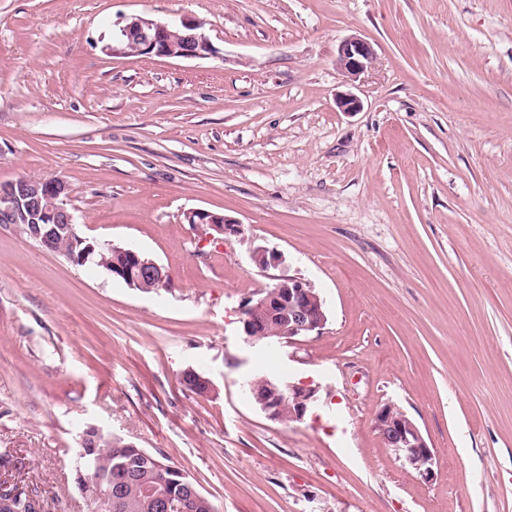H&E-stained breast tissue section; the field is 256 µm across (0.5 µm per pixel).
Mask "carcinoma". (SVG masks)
Segmentation results:
<instances>
[{"label":"carcinoma","mask_w":512,"mask_h":512,"mask_svg":"<svg viewBox=\"0 0 512 512\" xmlns=\"http://www.w3.org/2000/svg\"><path fill=\"white\" fill-rule=\"evenodd\" d=\"M129 263L126 257L101 248L95 254V265L103 270L116 272L118 267ZM201 374L192 371L183 373L181 384L191 393L206 397L211 389L199 382ZM125 478L121 489L112 501V512H155L153 502L144 493L147 486L164 490L182 503L181 512H215L213 504L202 494H195L197 486L180 468L168 463L160 454L144 448L132 447L130 443L104 432L89 440L84 458V474L77 487L83 498L91 502V512H99L94 494L105 479ZM39 501L25 491L15 488L0 489V512H37Z\"/></svg>","instance_id":"obj_1"}]
</instances>
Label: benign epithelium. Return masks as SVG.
Wrapping results in <instances>:
<instances>
[{
	"label": "benign epithelium",
	"instance_id": "obj_1",
	"mask_svg": "<svg viewBox=\"0 0 512 512\" xmlns=\"http://www.w3.org/2000/svg\"><path fill=\"white\" fill-rule=\"evenodd\" d=\"M118 30L112 35V44L106 51L112 55H155L169 58H207L217 53L208 37L201 31V24L183 21L181 33L170 29V24L160 20L133 16L117 23ZM375 60L372 46L358 36H349L338 47L336 64L347 81L354 83L370 68ZM342 112H358L363 104L358 96L349 92L336 99ZM69 186L60 177L31 179L18 177L0 183V224H17L28 238L51 247L64 237L78 249L83 264L94 260L96 250L105 246L127 256L131 263L123 277L132 288H139L146 280L153 282L157 290L167 288L169 272L153 259L129 248L100 245L81 237L77 220L67 207ZM186 220L205 237L239 233V221L205 209L186 213ZM252 260L261 270L276 268L283 257L274 250L258 247ZM243 332L255 340L276 336L292 343L313 334H320L327 323L325 303L314 289L300 278L279 275L273 288L257 297L247 299L241 308ZM267 393L260 408L273 421L282 420L283 405H288V419L302 420L317 400L318 388L306 383L283 384L275 378L268 380ZM385 444L422 479L432 477L435 452L422 431L403 410L386 404L377 412L374 420Z\"/></svg>",
	"mask_w": 512,
	"mask_h": 512
}]
</instances>
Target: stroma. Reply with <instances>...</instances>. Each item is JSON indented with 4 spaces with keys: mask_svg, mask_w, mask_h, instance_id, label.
<instances>
[{
    "mask_svg": "<svg viewBox=\"0 0 512 512\" xmlns=\"http://www.w3.org/2000/svg\"><path fill=\"white\" fill-rule=\"evenodd\" d=\"M135 15L201 23L217 52L106 53ZM352 35L376 63L350 84ZM21 176L63 178L81 236L172 281L142 293L0 224V453L23 461L0 482L43 512H89L90 425L216 512H512V0H0V182ZM192 209L241 232L199 238ZM259 246L284 263L259 270ZM282 274L324 299L322 334L247 338L243 302ZM261 375L318 386L303 420L265 416ZM387 404L431 480L375 430ZM375 60L372 46L358 36H349L341 41L338 47L336 64L346 81L351 84L370 68ZM375 430L389 448L423 480L432 477L435 463L431 448L422 431L403 410L393 404L384 405L374 420Z\"/></svg>",
    "mask_w": 512,
    "mask_h": 512,
    "instance_id": "1",
    "label": "stroma"
}]
</instances>
